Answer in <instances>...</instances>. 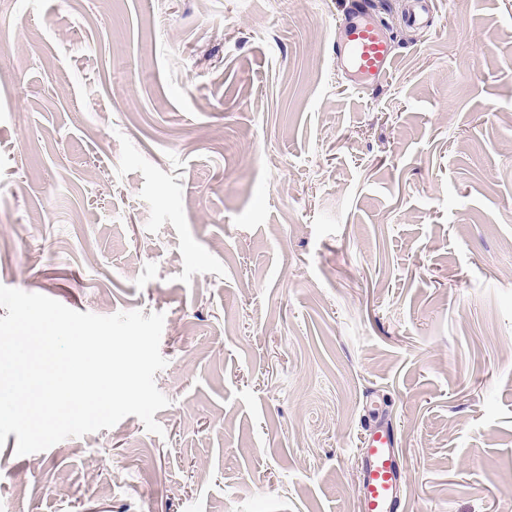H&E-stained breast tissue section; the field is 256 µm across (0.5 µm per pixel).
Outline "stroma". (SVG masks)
<instances>
[{"label": "stroma", "instance_id": "35a3bbf8", "mask_svg": "<svg viewBox=\"0 0 512 512\" xmlns=\"http://www.w3.org/2000/svg\"><path fill=\"white\" fill-rule=\"evenodd\" d=\"M0 0V285L165 315L162 434L25 456L0 512H512V0ZM344 39L337 47L346 56L347 75L352 82L365 86L382 84L395 62L393 39L364 3H357L339 23ZM369 448L365 452V476L360 496L365 512L403 510V468L394 448L392 432L383 426L369 429Z\"/></svg>", "mask_w": 512, "mask_h": 512}]
</instances>
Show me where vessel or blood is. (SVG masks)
<instances>
[{
	"label": "vessel or blood",
	"mask_w": 512,
	"mask_h": 512,
	"mask_svg": "<svg viewBox=\"0 0 512 512\" xmlns=\"http://www.w3.org/2000/svg\"><path fill=\"white\" fill-rule=\"evenodd\" d=\"M339 30L344 35L339 49L346 56L350 80L365 86L382 84L396 62L386 27L360 2L345 13ZM368 443L360 489L364 512H402L404 471L397 460L393 434L383 426L371 428Z\"/></svg>",
	"instance_id": "b4317fda"
}]
</instances>
